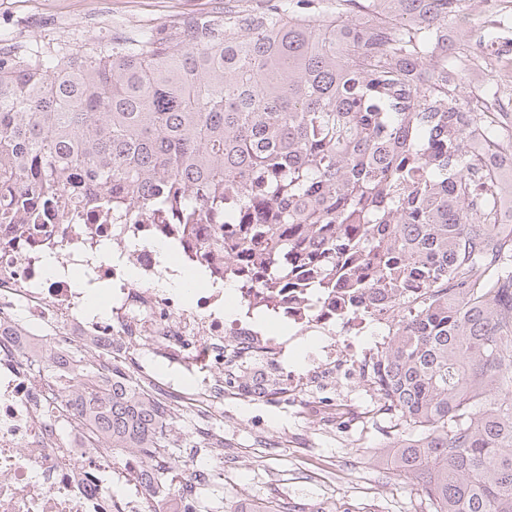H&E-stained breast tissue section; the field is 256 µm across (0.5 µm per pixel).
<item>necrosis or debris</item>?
<instances>
[{
    "label": "necrosis or debris",
    "instance_id": "necrosis-or-debris-1",
    "mask_svg": "<svg viewBox=\"0 0 512 512\" xmlns=\"http://www.w3.org/2000/svg\"><path fill=\"white\" fill-rule=\"evenodd\" d=\"M165 241L179 264L204 269L194 251L173 243L169 226L147 218L112 221L108 208L73 209L66 224H34L0 249V318L23 315L28 336L66 351L77 336H95L108 349L129 345L164 354L201 380L202 395L217 382L233 387L241 376L225 367L229 355L278 365L279 397L345 378L368 380L403 314L390 289L372 297L343 288H281L262 297L255 288L225 294L224 279L192 305L160 293L163 271L153 244ZM60 270L51 272L46 257ZM140 272L125 281L122 264ZM104 284L102 314L86 312L87 286ZM237 310L224 317L225 305ZM11 340L0 341V512H143L142 499L121 500L112 490V452L92 444L76 415L60 417L44 373L22 361Z\"/></svg>",
    "mask_w": 512,
    "mask_h": 512
}]
</instances>
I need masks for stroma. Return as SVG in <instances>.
<instances>
[{"instance_id": "obj_1", "label": "stroma", "mask_w": 512, "mask_h": 512, "mask_svg": "<svg viewBox=\"0 0 512 512\" xmlns=\"http://www.w3.org/2000/svg\"><path fill=\"white\" fill-rule=\"evenodd\" d=\"M95 2L0 0V31L32 46L53 38L79 42L159 28L222 7L225 0H112L111 28L73 20L76 9ZM133 358L159 390L175 397L193 392V379L167 360L138 352ZM332 399L333 413L318 414L305 394L288 401L225 392L216 403L223 454L193 448L181 453L183 462L200 454L224 470L223 484L200 485L197 512H235L282 501L295 503L297 512H316L326 502L347 504L351 512H409L414 482L381 449L388 422L377 412L371 391L349 378Z\"/></svg>"}]
</instances>
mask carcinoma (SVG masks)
Instances as JSON below:
<instances>
[{
	"mask_svg": "<svg viewBox=\"0 0 512 512\" xmlns=\"http://www.w3.org/2000/svg\"><path fill=\"white\" fill-rule=\"evenodd\" d=\"M461 0H276L129 37L0 47V226L130 206L224 280L417 298L372 392L420 512H512V122L464 104ZM89 437L148 459L224 452L213 404L157 390L88 337L44 366Z\"/></svg>",
	"mask_w": 512,
	"mask_h": 512,
	"instance_id": "obj_1",
	"label": "carcinoma"
}]
</instances>
